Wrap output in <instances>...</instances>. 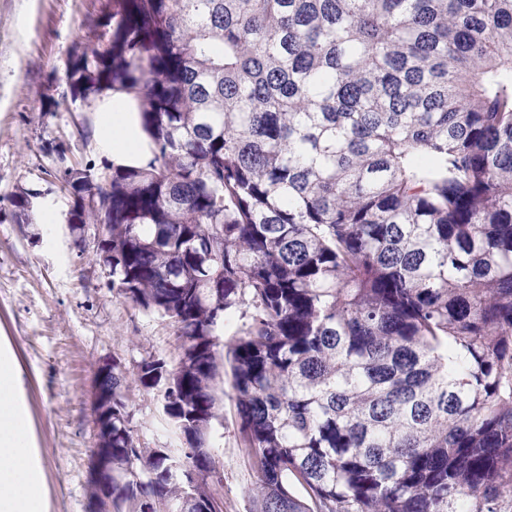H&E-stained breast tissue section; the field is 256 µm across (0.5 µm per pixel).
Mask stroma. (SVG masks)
Segmentation results:
<instances>
[{"label":"stroma","instance_id":"35a3bbf8","mask_svg":"<svg viewBox=\"0 0 512 512\" xmlns=\"http://www.w3.org/2000/svg\"><path fill=\"white\" fill-rule=\"evenodd\" d=\"M94 0H0V348L20 373L19 402L31 423L34 460L47 488L46 512H88L97 427L92 389L102 363L119 361L133 436L145 448L186 444L165 415L158 390H145L144 357L177 364L183 339L172 319L149 312L112 286L99 261L102 227L74 225L62 173L89 170L107 185L112 165L94 148L96 96L73 99L67 69L83 41ZM30 206L20 209L19 196ZM56 207L44 224L45 203ZM219 420L208 436L224 473V512H249L256 480L238 446L230 375Z\"/></svg>","mask_w":512,"mask_h":512}]
</instances>
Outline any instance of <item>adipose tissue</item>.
I'll list each match as a JSON object with an SVG mask.
<instances>
[{
	"instance_id": "ef3b65f1",
	"label": "adipose tissue",
	"mask_w": 512,
	"mask_h": 512,
	"mask_svg": "<svg viewBox=\"0 0 512 512\" xmlns=\"http://www.w3.org/2000/svg\"><path fill=\"white\" fill-rule=\"evenodd\" d=\"M99 152L120 167L149 160L133 95L111 92L92 114ZM18 374L11 356L0 351V512H43L44 489L31 464L25 413L14 401Z\"/></svg>"
}]
</instances>
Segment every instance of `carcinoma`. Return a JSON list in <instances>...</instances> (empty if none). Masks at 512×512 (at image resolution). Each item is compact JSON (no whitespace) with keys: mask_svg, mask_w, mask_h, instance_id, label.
Returning <instances> with one entry per match:
<instances>
[{"mask_svg":"<svg viewBox=\"0 0 512 512\" xmlns=\"http://www.w3.org/2000/svg\"><path fill=\"white\" fill-rule=\"evenodd\" d=\"M86 26L73 98L134 93L151 158L66 169L72 223L179 325L178 367L137 377L190 441L135 442L112 361V512L219 508L242 304L250 512H512V0H98ZM249 324V310L246 305L233 308L225 318L224 328L221 325L218 331L221 341L232 336H241Z\"/></svg>","mask_w":512,"mask_h":512,"instance_id":"carcinoma-1","label":"carcinoma"}]
</instances>
